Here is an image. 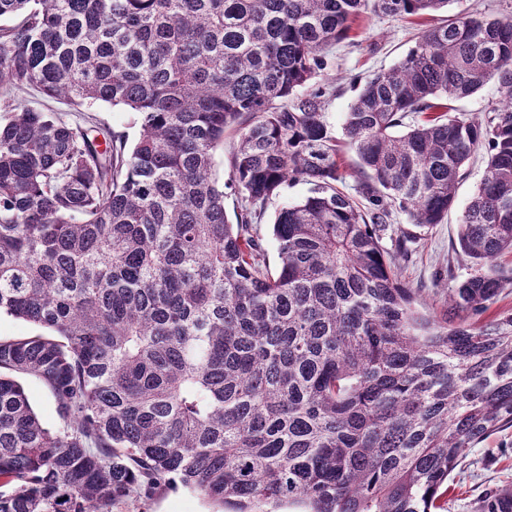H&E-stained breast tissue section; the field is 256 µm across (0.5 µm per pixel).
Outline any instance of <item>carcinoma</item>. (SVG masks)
<instances>
[{
  "mask_svg": "<svg viewBox=\"0 0 512 512\" xmlns=\"http://www.w3.org/2000/svg\"><path fill=\"white\" fill-rule=\"evenodd\" d=\"M448 2L0 0V313L43 329L0 338V512H112L171 478L230 512H446L465 450L512 427V312L470 322L512 282V15L461 12L363 85L355 197L325 90L296 91L366 10ZM494 77L487 120L441 112ZM28 88L128 108L139 136L21 108ZM230 127L233 222L213 174ZM484 145L472 273L430 312L392 209L442 223ZM287 182L309 194L277 212L272 265L258 220ZM473 512H512V488ZM21 382L31 406L43 423L48 428L56 429L59 422L49 390L40 381L31 377L22 378Z\"/></svg>",
  "mask_w": 512,
  "mask_h": 512,
  "instance_id": "carcinoma-1",
  "label": "carcinoma"
}]
</instances>
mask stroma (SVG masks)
Wrapping results in <instances>:
<instances>
[{
  "mask_svg": "<svg viewBox=\"0 0 512 512\" xmlns=\"http://www.w3.org/2000/svg\"><path fill=\"white\" fill-rule=\"evenodd\" d=\"M478 11L494 17L512 14V0H454L448 10L423 16L391 17L365 13L355 21L348 39L328 53L327 65L309 83L310 88L332 85L334 94L326 104L331 130L339 148L345 174L343 187L352 190L357 174V156L343 134L345 114L366 81L399 63L414 47L418 32L444 23L462 11ZM501 95L497 82H488L475 94L451 102L450 116L487 119L498 106ZM82 120L103 124L136 139L138 116L120 106L97 103L81 112ZM487 151L479 149L467 166L455 204L443 223L417 230L416 241L402 262L401 279L421 289V298L435 310H442L448 292L471 271L457 252L461 215L486 167ZM512 486V428L489 435L467 449L459 469L449 481L448 512H472L473 500L493 487ZM140 512H216L217 506L198 492L176 483L156 490L138 501Z\"/></svg>",
  "mask_w": 512,
  "mask_h": 512,
  "instance_id": "obj_1",
  "label": "stroma"
}]
</instances>
